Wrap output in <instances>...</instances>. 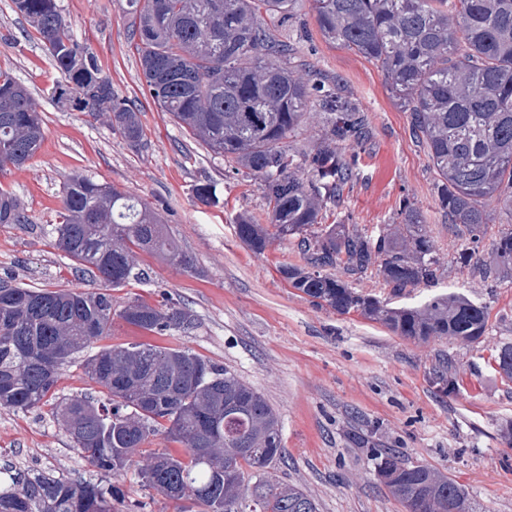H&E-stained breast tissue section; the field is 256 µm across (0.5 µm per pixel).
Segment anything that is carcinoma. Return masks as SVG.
<instances>
[{"instance_id":"obj_1","label":"carcinoma","mask_w":512,"mask_h":512,"mask_svg":"<svg viewBox=\"0 0 512 512\" xmlns=\"http://www.w3.org/2000/svg\"><path fill=\"white\" fill-rule=\"evenodd\" d=\"M325 41L373 63L396 104L409 113L438 175L436 200L461 235L479 242L494 209L512 216V0H311ZM64 76L58 99L106 113L131 142L142 138L136 112L112 92L97 58L73 35L56 0H12ZM300 0H126L132 37L155 103L190 135L261 182L267 224L248 214L237 234L253 253L297 239L305 265L280 269L288 286L339 314L356 312L397 336L475 342L487 330L486 308L448 293L418 305L393 306L357 293L351 280L376 273L395 295L437 278L440 257L412 204L378 235L350 224H324L357 166L353 149L370 138L365 113L315 78L293 44L266 18L292 19ZM318 127L310 145L286 144ZM43 141L30 94L0 73V173L31 160ZM197 199L218 205L210 183ZM18 199L0 187V226L28 224ZM55 245L95 286L33 288L0 281V408L28 411L47 402L72 356L110 335L118 317L141 331L174 336L192 325L173 304L137 300L120 310L110 288L138 277L136 251L184 272L194 260L162 230L157 213L116 188L82 175L64 183ZM484 280L512 278V228L495 236L489 257H457ZM336 273H330V270ZM512 380V344L497 353ZM106 401L74 398L53 415L87 463L114 476L133 466L158 433L186 448L166 450L139 468L144 486L170 499L189 498L202 512H318L295 485L272 482L267 468L282 457L278 416L256 389L182 348L104 346L86 359ZM375 469L406 512H479L448 475L409 466L391 451ZM125 495L98 484L41 471L0 470V512H123Z\"/></svg>"}]
</instances>
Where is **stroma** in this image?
I'll return each instance as SVG.
<instances>
[{
    "label": "stroma",
    "instance_id": "35a3bbf8",
    "mask_svg": "<svg viewBox=\"0 0 512 512\" xmlns=\"http://www.w3.org/2000/svg\"><path fill=\"white\" fill-rule=\"evenodd\" d=\"M75 37L95 53L116 96L135 108L143 137L129 142L108 115L59 103L63 78L34 29L0 0V72L31 94L44 139L25 166L0 178L30 216L27 224L0 227V279L32 287L83 288L71 262L54 245L63 211V183L74 173L116 187L160 214L167 234L191 255L196 273H183L138 254L141 280L112 289L120 309L135 300L170 301L194 325L174 336L149 335L114 319L109 345L178 346L236 374L257 389L276 412L283 459L271 480L300 487L318 512H405L377 477L373 452L388 448L407 464H425L456 480L481 512H512V383L497 372L499 346L512 342V280L490 285L457 264L468 240L458 237L436 204L437 175L425 148L413 138L409 115L393 102L375 65L327 43L310 0L288 36L314 70L336 79V88L366 113L372 135L330 224H354L377 234L393 223L409 199L442 258L435 281L394 297L378 276L357 281V291L383 301L415 305L448 292L488 308L479 342L408 340L358 314L320 307L290 288L278 269L299 265L296 240H273L264 254L237 235L236 219L250 214L267 223L259 180L235 171L223 156L187 135L142 88L126 0H57ZM213 184L219 205L199 202L195 187ZM455 361L457 390L436 385L440 359ZM84 354L61 370L56 399L100 398L87 376ZM62 473L101 487L119 484L131 512H199L192 501L172 500L141 484L135 473L114 480L91 467L47 408L0 409V468Z\"/></svg>",
    "mask_w": 512,
    "mask_h": 512
}]
</instances>
